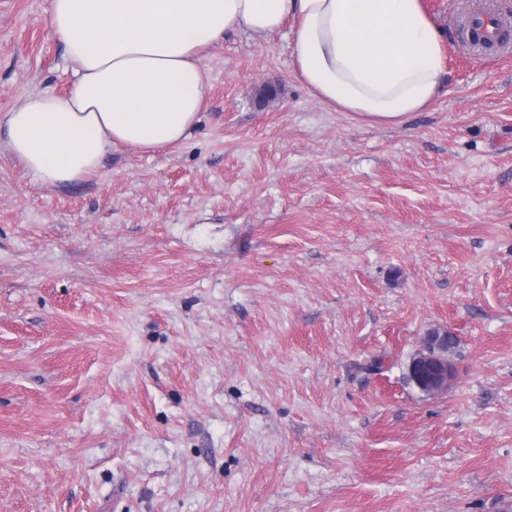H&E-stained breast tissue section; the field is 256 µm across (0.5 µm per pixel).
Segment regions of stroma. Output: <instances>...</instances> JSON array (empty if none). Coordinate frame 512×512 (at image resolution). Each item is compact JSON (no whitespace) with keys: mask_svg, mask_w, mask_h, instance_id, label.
I'll use <instances>...</instances> for the list:
<instances>
[{"mask_svg":"<svg viewBox=\"0 0 512 512\" xmlns=\"http://www.w3.org/2000/svg\"><path fill=\"white\" fill-rule=\"evenodd\" d=\"M421 2L445 73L400 125L315 99L287 24L208 51L179 148L50 187L0 130V512H512V48ZM48 6L0 0V113L74 81ZM455 339L445 328L428 330L410 358L406 379L420 393L434 396L446 392L454 377L452 353Z\"/></svg>","mask_w":512,"mask_h":512,"instance_id":"obj_1","label":"stroma"}]
</instances>
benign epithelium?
<instances>
[{"label":"benign epithelium","mask_w":512,"mask_h":512,"mask_svg":"<svg viewBox=\"0 0 512 512\" xmlns=\"http://www.w3.org/2000/svg\"><path fill=\"white\" fill-rule=\"evenodd\" d=\"M454 345V336L447 329L435 328L427 331L420 339L419 348L409 360L407 382L427 396L447 391L448 384L454 377Z\"/></svg>","instance_id":"7a95c632"}]
</instances>
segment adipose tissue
I'll list each match as a JSON object with an SVG mask.
<instances>
[{
	"mask_svg": "<svg viewBox=\"0 0 512 512\" xmlns=\"http://www.w3.org/2000/svg\"><path fill=\"white\" fill-rule=\"evenodd\" d=\"M75 81L0 113L11 154L48 186L85 180L112 149L182 144L211 79L202 53L238 31L294 32L311 94L370 124L398 125L437 99L443 37L421 0H49Z\"/></svg>",
	"mask_w": 512,
	"mask_h": 512,
	"instance_id": "adipose-tissue-1",
	"label": "adipose tissue"
}]
</instances>
